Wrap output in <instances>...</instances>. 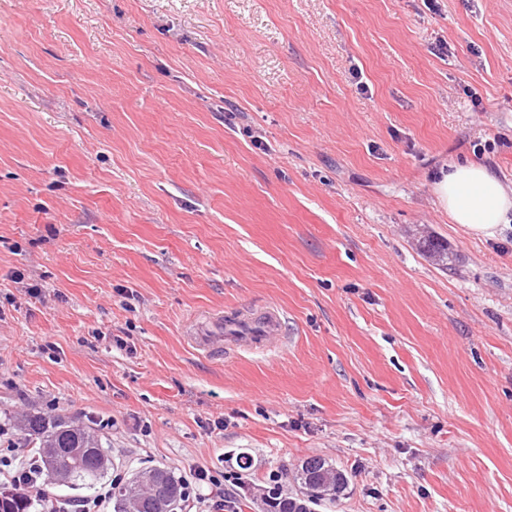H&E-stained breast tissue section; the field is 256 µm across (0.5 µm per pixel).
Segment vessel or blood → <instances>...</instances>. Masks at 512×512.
<instances>
[{
	"mask_svg": "<svg viewBox=\"0 0 512 512\" xmlns=\"http://www.w3.org/2000/svg\"><path fill=\"white\" fill-rule=\"evenodd\" d=\"M189 334L199 348L213 353L232 346H261L283 334V318L276 308L249 315L230 313L207 318L194 325Z\"/></svg>",
	"mask_w": 512,
	"mask_h": 512,
	"instance_id": "1",
	"label": "vessel or blood"
}]
</instances>
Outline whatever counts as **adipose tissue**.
<instances>
[{"label": "adipose tissue", "mask_w": 512, "mask_h": 512, "mask_svg": "<svg viewBox=\"0 0 512 512\" xmlns=\"http://www.w3.org/2000/svg\"><path fill=\"white\" fill-rule=\"evenodd\" d=\"M439 208L471 236L492 239L512 223V185L503 183L486 165L459 159L433 185Z\"/></svg>", "instance_id": "ef3b65f1"}]
</instances>
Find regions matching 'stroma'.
<instances>
[{
	"mask_svg": "<svg viewBox=\"0 0 512 512\" xmlns=\"http://www.w3.org/2000/svg\"><path fill=\"white\" fill-rule=\"evenodd\" d=\"M458 158L512 183V0H0V427L234 512L312 456L311 512H512V224L437 206ZM270 305L268 350L186 335ZM296 477L314 488L327 487L333 499L339 498L347 486L346 474L321 457L305 459L297 470Z\"/></svg>",
	"mask_w": 512,
	"mask_h": 512,
	"instance_id": "1",
	"label": "stroma"
}]
</instances>
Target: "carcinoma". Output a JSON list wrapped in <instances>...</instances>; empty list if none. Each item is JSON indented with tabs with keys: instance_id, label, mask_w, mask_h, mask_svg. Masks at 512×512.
<instances>
[{
	"instance_id": "cac0c4a2",
	"label": "carcinoma",
	"mask_w": 512,
	"mask_h": 512,
	"mask_svg": "<svg viewBox=\"0 0 512 512\" xmlns=\"http://www.w3.org/2000/svg\"><path fill=\"white\" fill-rule=\"evenodd\" d=\"M23 429L39 441L45 457H67L72 449H82L70 477L71 486L91 490L105 476L106 453L95 433L77 430L60 416L50 418L41 414L27 416ZM152 473L159 476V483L152 487L127 482L116 488L112 495L113 512H128V505L133 499L139 501L140 512H174L181 497L182 481L168 468H154ZM296 477L314 488L327 487L335 499L343 494L347 486L346 474L321 457L305 459Z\"/></svg>"
}]
</instances>
